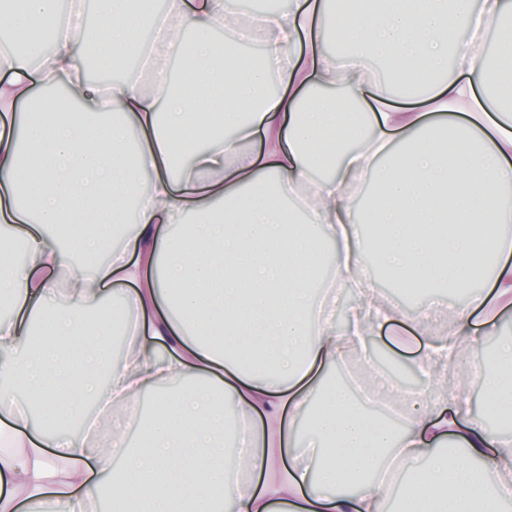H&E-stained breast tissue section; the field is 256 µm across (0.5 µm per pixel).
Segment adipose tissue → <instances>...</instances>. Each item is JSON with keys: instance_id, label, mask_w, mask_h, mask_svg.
<instances>
[{"instance_id": "adipose-tissue-1", "label": "adipose tissue", "mask_w": 512, "mask_h": 512, "mask_svg": "<svg viewBox=\"0 0 512 512\" xmlns=\"http://www.w3.org/2000/svg\"><path fill=\"white\" fill-rule=\"evenodd\" d=\"M0 0V28L46 31L38 65L0 49V512H496L512 493V336L497 364L486 334L512 309V106L489 90L512 69L484 59L464 30L495 32L512 59V0H371L336 14L331 0L268 13L262 69L241 64L238 0ZM137 59L153 73L103 86L85 77ZM385 59L415 112L368 80ZM84 111L39 101L57 81ZM373 114L359 139L358 113ZM458 130L457 151L434 138ZM385 197L358 213L362 176ZM67 215L60 244L51 228ZM386 237L396 287L464 288L452 331L429 338L372 296L343 328L313 320L315 268L332 249L339 288L359 283L360 225ZM26 244L16 260L15 240ZM493 254L492 274L483 261ZM63 293V305L51 304ZM125 306L126 355L112 359L111 316ZM422 388L398 430L369 419L331 368L389 327L409 345ZM466 368L483 408L450 387ZM120 417L107 439L87 404Z\"/></svg>"}]
</instances>
